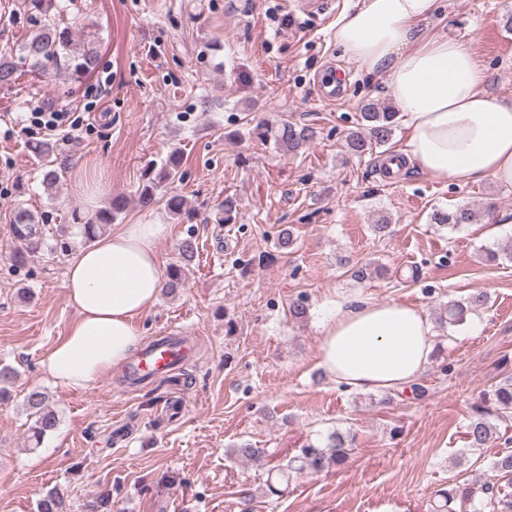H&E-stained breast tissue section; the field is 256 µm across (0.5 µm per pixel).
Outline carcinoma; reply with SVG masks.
Here are the masks:
<instances>
[{
	"mask_svg": "<svg viewBox=\"0 0 512 512\" xmlns=\"http://www.w3.org/2000/svg\"><path fill=\"white\" fill-rule=\"evenodd\" d=\"M29 22L32 27L30 36L19 45L18 53L10 57H0V87H13L24 75L32 77L50 74L67 73L77 78L91 75L99 64V47L97 40L86 39L82 44L74 43L72 31L61 26L52 10H61L63 6L57 0H29ZM361 126L348 133L346 146L356 155L362 156L375 147L390 142L395 131L397 112L390 105L367 103L360 112ZM248 134L263 144H270L283 153L299 150L312 139L313 131L307 126H298L286 119L276 125L256 123L248 130ZM32 151L43 161L42 184L48 188L55 186L67 169V158L55 157L56 148L45 142L36 143ZM182 156L179 151H171L159 162L152 160L146 164L143 184L139 190V202L149 207L157 202L158 195L170 182L183 177L181 171ZM168 212L176 216L192 219L186 210L183 199L178 195L164 196ZM125 207L122 197H114L109 205L91 213L73 212L75 235L86 243L94 241L105 228L114 223L117 215ZM434 223L448 227L452 232L463 224H475L479 214L468 205H461L448 212L433 213ZM14 237L23 242L28 253H37L43 237L39 225L35 224L34 216L26 210L18 212L13 222ZM179 261L169 267L166 288L175 291L185 284L184 264L191 261L197 251L195 240L184 239L178 248ZM487 302L484 293L470 294L462 299H450L440 308L439 324L444 326H460L467 322L470 315L476 313ZM24 405L33 419L30 427L32 438L40 442L47 434L56 430L57 415L45 405V396L39 391H32L24 398ZM512 416V374L503 377L484 393L471 413L466 425V439L471 448H485L496 435V428L489 421V416ZM352 439L350 435L335 431L328 436L327 444L309 442L300 449L297 461L300 468L313 473L323 471L329 464H344L350 451ZM490 469L494 476L508 481L512 485V450L504 451L492 461ZM438 503L435 512H455L453 505L469 503L473 512H512V493L503 492L495 484L487 481L480 489L467 483L450 482L448 487L438 490Z\"/></svg>",
	"mask_w": 512,
	"mask_h": 512,
	"instance_id": "1",
	"label": "carcinoma"
}]
</instances>
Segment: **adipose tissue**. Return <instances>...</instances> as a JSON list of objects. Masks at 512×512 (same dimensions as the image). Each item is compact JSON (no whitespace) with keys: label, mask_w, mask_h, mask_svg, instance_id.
Segmentation results:
<instances>
[{"label":"adipose tissue","mask_w":512,"mask_h":512,"mask_svg":"<svg viewBox=\"0 0 512 512\" xmlns=\"http://www.w3.org/2000/svg\"><path fill=\"white\" fill-rule=\"evenodd\" d=\"M435 0H354L333 39L343 57L393 88L408 129L409 164L430 176L512 185V102L483 89L469 44L439 34L417 40ZM166 224H124L70 261L65 288L76 318L46 356L61 385L84 388L138 347V320L165 277L156 244ZM319 366L351 391H404L425 372L436 333L425 310L397 300L333 295L322 302Z\"/></svg>","instance_id":"obj_1"}]
</instances>
